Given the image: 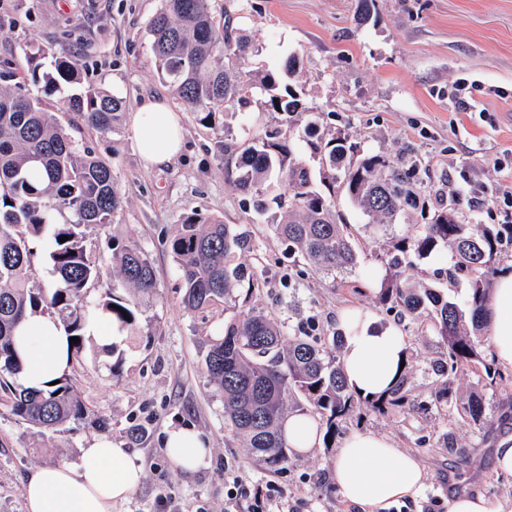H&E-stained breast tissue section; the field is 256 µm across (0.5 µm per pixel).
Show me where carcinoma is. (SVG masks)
<instances>
[{
    "label": "carcinoma",
    "instance_id": "cac0c4a2",
    "mask_svg": "<svg viewBox=\"0 0 512 512\" xmlns=\"http://www.w3.org/2000/svg\"><path fill=\"white\" fill-rule=\"evenodd\" d=\"M147 34L158 77L204 126L215 127L216 114L247 104L255 88L265 93V107L272 112L288 116L302 111L299 94L281 84L277 72L243 70L252 48L243 38L232 39L219 0H163ZM26 55L34 72L43 60H50L44 77L53 88L81 86L65 99L67 111L75 113L81 125L103 136L116 131L122 103L88 79L79 54L32 41ZM11 78L10 63L1 61L0 391L5 397L0 401L18 420L46 431L82 419L85 407L64 376L43 389L23 384L14 330L26 316L54 308L67 314L66 335L78 338L71 344V360L81 356L88 324L81 313L85 294L90 285L104 281L101 265L86 251L84 228L112 223L125 197L111 164L89 147L79 149L57 115ZM318 150L323 170L331 172L325 192L316 189L291 139L279 130L243 143L223 141L219 159L225 179L257 211L275 209L270 228L288 254L334 279L357 261L354 236L336 214V172H342V190L350 201L363 215L384 224L406 223L410 212L425 208V201L415 159L363 153L346 136L322 138ZM63 212L70 218L59 224L55 214ZM49 226L54 227L48 254L54 280L45 291L28 287L27 279L34 255L30 237ZM61 236L69 240L61 243ZM167 244L180 271L184 307L192 311L222 302L224 310L232 311L223 334L209 340L204 365L224 400V424L270 470L288 463L291 449L283 429L290 415L318 417L329 439L361 402L378 413L389 406L426 411L448 396V386L459 373L475 370L491 384L502 378L471 333L486 326L490 278L498 271L503 246L512 245V224H472L457 208L440 204L428 223L410 224L392 241L378 302L388 311L426 323L446 349L433 364L442 389L428 397H414L407 388L413 360L408 348L392 391L366 400L348 386L337 359L343 337L333 335L329 346L304 332L286 334L283 324L260 311L236 309L234 293L239 287H259L255 267L243 261L255 252L248 229L194 211L183 217ZM445 247L453 250V263L443 271L446 280L467 285L461 305L430 289L420 293L403 278L413 259H427ZM112 267L143 299L157 295L154 269L133 238L114 242ZM141 315L139 305L114 287L103 289L93 313L120 332L137 328ZM462 411L479 422L481 398L471 395Z\"/></svg>",
    "mask_w": 512,
    "mask_h": 512
}]
</instances>
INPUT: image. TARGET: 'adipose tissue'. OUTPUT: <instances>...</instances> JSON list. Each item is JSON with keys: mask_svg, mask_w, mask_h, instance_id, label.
<instances>
[{"mask_svg": "<svg viewBox=\"0 0 512 512\" xmlns=\"http://www.w3.org/2000/svg\"><path fill=\"white\" fill-rule=\"evenodd\" d=\"M132 128L148 166L169 163L183 148L180 118L165 99L143 98L132 117ZM342 321V363L350 386L367 396L380 395L400 375L402 337L393 327H375L369 314L357 308L346 311ZM487 327L496 362L512 370L511 271L498 275L490 285ZM15 343L25 385L40 387L67 371V336L58 321L26 317L16 329ZM163 446L167 457L187 472L205 465L210 456L207 442L190 426L172 428ZM143 476V464L133 450L101 436L70 463L35 468L22 495L26 512H112ZM333 480L341 496L362 512H385L399 500L421 495L426 472L416 456L398 451L386 438L355 431L337 451Z\"/></svg>", "mask_w": 512, "mask_h": 512, "instance_id": "1", "label": "adipose tissue"}]
</instances>
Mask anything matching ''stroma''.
<instances>
[{
  "instance_id": "stroma-1",
  "label": "stroma",
  "mask_w": 512,
  "mask_h": 512,
  "mask_svg": "<svg viewBox=\"0 0 512 512\" xmlns=\"http://www.w3.org/2000/svg\"><path fill=\"white\" fill-rule=\"evenodd\" d=\"M239 35L253 46L245 70L283 72L288 57L297 71L288 84L300 92L304 112L287 117L264 106L254 92L230 121V137L241 143L281 128L293 141L298 160L319 170L315 139L304 133L316 123L323 134L344 133L367 153L397 156L410 150L422 161L423 186L437 202L457 204L475 224L512 222L497 201L512 188V0H373L369 20H361V0H223ZM162 0H0V60L10 61L17 78L44 106L68 122L64 95L44 80H31L24 48L74 47L96 86L123 102L116 132L101 137L71 128L81 145L112 165L125 204L110 228L87 227L85 246L105 271L103 286L88 288V304L102 288H122L112 271V236L128 235L144 248L157 279L158 294L136 331L104 353L86 336L84 353L68 370L74 393L88 410L84 420L56 432L40 433L0 406V512H25L22 485L43 465L73 460L80 449L106 435L140 456L144 477L128 501L112 512H249L262 499L266 512H358L339 494L331 473L338 448L353 431L387 437L414 454L426 473V495L481 493L512 495V476L492 466L496 441L512 434V371L485 385L472 372L452 383L447 401L422 412L386 413L357 405L334 439L310 454L291 455L278 470L247 456L224 425V401L203 366L207 339L224 328V307L190 312L181 303L177 264L166 240L191 212L247 227L257 251L253 262L259 287L240 288L236 304L285 322L290 329L311 325L331 337L348 308L367 311L387 326L403 324V339L414 351L408 373L416 394L442 386L432 360L435 335L420 324L399 322L377 300L375 288L400 224L375 226L337 192L336 211L353 224L359 247L351 270L328 281L299 260L288 259L275 239L268 216L245 204L224 178L215 130L200 124L155 74L146 33ZM165 98L179 112L184 148L170 164L149 168L132 131V116L144 97ZM439 257L415 261L405 275L452 302H462L465 286H449L439 274ZM479 394L480 423L461 415L470 394ZM190 423L209 441L207 465L185 472L163 452L167 429Z\"/></svg>"
}]
</instances>
